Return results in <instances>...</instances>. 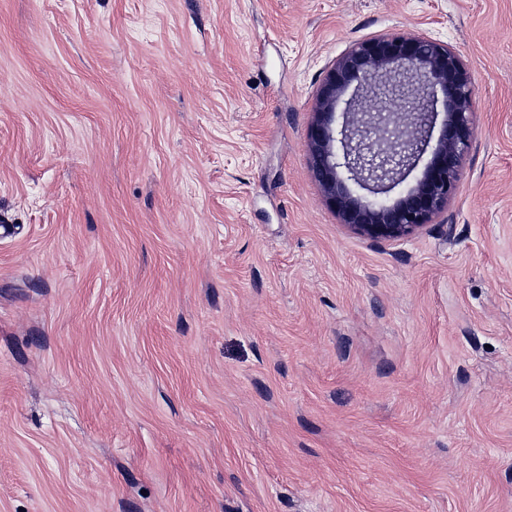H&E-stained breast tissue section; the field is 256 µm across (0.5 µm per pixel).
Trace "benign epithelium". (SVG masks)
I'll list each match as a JSON object with an SVG mask.
<instances>
[{
  "instance_id": "benign-epithelium-1",
  "label": "benign epithelium",
  "mask_w": 512,
  "mask_h": 512,
  "mask_svg": "<svg viewBox=\"0 0 512 512\" xmlns=\"http://www.w3.org/2000/svg\"><path fill=\"white\" fill-rule=\"evenodd\" d=\"M375 102L371 111L363 103ZM476 89L460 54L422 34L360 40L327 70L309 128L310 167L340 223L373 240L416 235L448 206L461 159L473 139ZM421 178L391 200L427 151ZM353 182L363 193L348 187Z\"/></svg>"
}]
</instances>
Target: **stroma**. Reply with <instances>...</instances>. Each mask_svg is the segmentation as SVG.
Here are the masks:
<instances>
[{
    "label": "stroma",
    "mask_w": 512,
    "mask_h": 512,
    "mask_svg": "<svg viewBox=\"0 0 512 512\" xmlns=\"http://www.w3.org/2000/svg\"><path fill=\"white\" fill-rule=\"evenodd\" d=\"M448 43L456 194L309 165L354 42ZM0 512H512V0H0Z\"/></svg>",
    "instance_id": "1"
}]
</instances>
